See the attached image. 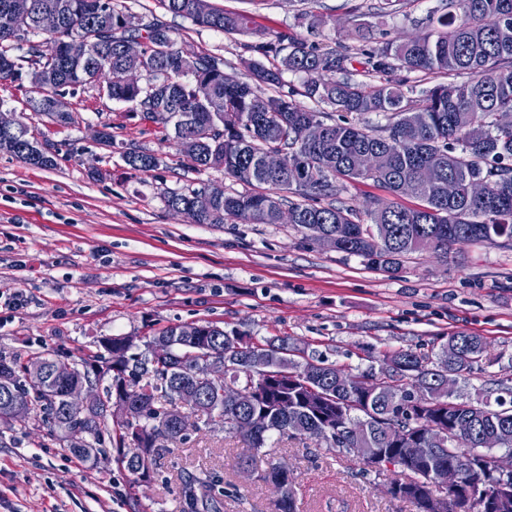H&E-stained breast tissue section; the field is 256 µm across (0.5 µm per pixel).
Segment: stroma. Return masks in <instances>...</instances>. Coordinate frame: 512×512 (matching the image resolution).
Returning <instances> with one entry per match:
<instances>
[{"label": "stroma", "mask_w": 512, "mask_h": 512, "mask_svg": "<svg viewBox=\"0 0 512 512\" xmlns=\"http://www.w3.org/2000/svg\"><path fill=\"white\" fill-rule=\"evenodd\" d=\"M120 3L175 30L184 50L221 54L226 73L244 74L247 36L196 26L157 0ZM212 3L300 38L308 31L295 15L323 14V35L358 57L434 29L445 0H401L384 17L365 15L367 0ZM35 94L27 82L0 84V110L53 143L55 160L37 169L0 154V294L13 301L0 308V357L76 364L101 353L108 337L130 336L142 346L170 326L212 323L257 340L289 338L357 372L380 367L385 353H427L464 331L484 336L489 347L459 381L461 395L493 397L512 378V248L465 243L445 259L419 251L394 275L289 224H191L165 207L163 192L201 179L228 192L240 183L217 170L188 171L161 126L128 117L124 104L97 90L66 92L75 122L61 129L30 109ZM106 124L116 141L159 157V169L129 170L120 153L98 145ZM266 454L290 469L298 512H413L387 492L395 471L362 473L357 460L310 439H281ZM247 455L239 436L193 431L169 444L141 481L112 452L77 466L39 420H0V512H175L182 471L200 467L221 476L223 512H272L275 493L261 467L245 465Z\"/></svg>", "instance_id": "35a3bbf8"}]
</instances>
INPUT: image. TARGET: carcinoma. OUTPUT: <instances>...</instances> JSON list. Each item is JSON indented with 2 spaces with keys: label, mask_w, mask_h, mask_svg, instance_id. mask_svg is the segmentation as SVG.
<instances>
[{
  "label": "carcinoma",
  "mask_w": 512,
  "mask_h": 512,
  "mask_svg": "<svg viewBox=\"0 0 512 512\" xmlns=\"http://www.w3.org/2000/svg\"><path fill=\"white\" fill-rule=\"evenodd\" d=\"M159 4L197 26L255 38L247 44L256 57L245 60L246 77L222 72L212 78L209 91L200 90L199 70L182 60L177 33L117 7L113 0H34L27 18L13 16L10 0H0V61H13L18 73L0 78L15 82L28 77L38 90L30 108L60 127L73 124L74 116L54 111L57 92L95 88L125 104L130 113H151L153 123L186 147L184 155L196 173L221 169L246 186L216 196L209 194L211 184L201 181L182 192L164 193L165 206H180L191 224H222L227 217L279 224L285 207L295 215L294 226L308 231L315 225L334 240L336 251L391 273L401 269V258L417 251L430 250L446 259L462 243L512 247V126L497 121L498 113H512V0H448L437 28L365 51L359 69L347 51L327 39L309 42L286 32L270 34L256 27L247 12L215 8L202 16L196 0ZM40 12L58 15V36H42L36 22ZM298 23L316 35L326 21L305 11ZM128 37L145 40L148 82L139 91L127 88L121 78L122 42ZM25 44L29 55L16 54ZM269 59L279 65L267 67ZM395 70L443 74L451 80L419 91L404 81H366ZM286 73L306 77L302 96L317 108L275 92ZM461 75L467 79L457 80ZM416 91L418 99L408 97ZM323 106L353 115L355 121L329 123ZM372 114L385 124L370 125L366 117ZM310 124L325 129L322 140L308 139ZM363 151L389 154V168L357 171L353 159ZM0 152L34 168L54 165L48 143L38 152L32 148L30 128L23 121L14 131L0 130ZM268 152L281 155L279 168L264 166ZM121 157L138 172L160 166L154 154L133 147ZM432 160L437 167L429 175L425 166ZM450 179L459 186L453 201L443 194ZM368 180L417 203L403 206L375 198L363 212L339 204L350 184ZM474 180L488 184L485 196L470 195ZM291 194L300 200L290 199ZM196 333L202 339L176 345L167 364L138 352L125 336L112 338L123 345L118 367L108 366L103 354L84 360L81 370L56 361L74 383L110 377L105 392H118L135 406L140 433L133 437V448L126 447L129 433L112 435L103 411L79 418L67 412L62 384L52 380L47 389L32 393L24 384L27 364L0 358V366L14 372L13 395L23 418L46 423L71 455L94 462L114 449L130 473L146 478L147 463L159 454L148 445L152 433L166 428L174 440L188 435L189 429L177 422L174 400L181 386L200 377V365H189L192 353L207 346L232 359L268 364L269 348L287 341L273 337L254 342L245 332L219 331L213 324L197 326ZM486 351L484 337L455 332L430 356L396 350L385 356L380 371L353 373L344 381L337 379L336 366L311 357L288 367L290 377L239 374L237 381L254 392L256 429H240L238 420L247 417L246 411L215 391L201 413L209 429L242 438L252 451L249 465L257 463L260 450L275 435L313 439L342 455L350 448H375L401 460L405 479L391 482L388 493L413 504L416 512H512V476L494 470L485 447L498 443L512 450V407H504L500 396L492 403L454 394L457 380L471 373ZM443 465L459 466V485L441 488L433 482V472ZM276 475L272 465L263 476L277 492L275 512H296L295 484L285 490ZM217 485L213 471L186 473L179 512H221Z\"/></svg>",
  "instance_id": "cac0c4a2"
}]
</instances>
